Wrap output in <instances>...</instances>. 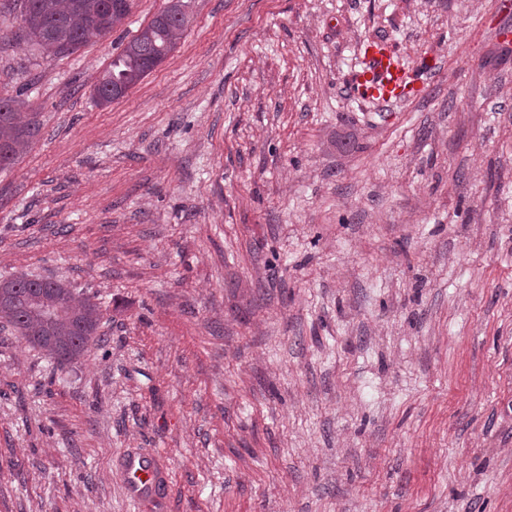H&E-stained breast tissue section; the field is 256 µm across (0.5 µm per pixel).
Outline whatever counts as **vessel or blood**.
Listing matches in <instances>:
<instances>
[{"label":"vessel or blood","instance_id":"b4317fda","mask_svg":"<svg viewBox=\"0 0 512 512\" xmlns=\"http://www.w3.org/2000/svg\"><path fill=\"white\" fill-rule=\"evenodd\" d=\"M414 77L402 66L392 45L375 42L364 52V65L350 83L353 95L389 107L409 91ZM129 487L137 493L152 490L157 479L152 464L145 459L129 460L126 467Z\"/></svg>","mask_w":512,"mask_h":512}]
</instances>
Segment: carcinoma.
Masks as SVG:
<instances>
[{
    "instance_id": "1",
    "label": "carcinoma",
    "mask_w": 512,
    "mask_h": 512,
    "mask_svg": "<svg viewBox=\"0 0 512 512\" xmlns=\"http://www.w3.org/2000/svg\"><path fill=\"white\" fill-rule=\"evenodd\" d=\"M133 0H23L20 34L48 56L71 54L91 35H105L129 16ZM190 21L188 3L169 7L141 29L112 60L94 88L107 104L124 97L154 66L175 49ZM35 119L24 121L17 100L0 98V168L17 161L39 134ZM0 318L18 338L48 350L67 364L98 340L100 310L91 300H77L63 283L19 275L0 281Z\"/></svg>"
}]
</instances>
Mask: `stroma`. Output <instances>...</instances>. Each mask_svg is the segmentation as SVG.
I'll list each match as a JSON object with an SVG mask.
<instances>
[{"label": "stroma", "instance_id": "1", "mask_svg": "<svg viewBox=\"0 0 512 512\" xmlns=\"http://www.w3.org/2000/svg\"><path fill=\"white\" fill-rule=\"evenodd\" d=\"M169 3L46 57L0 0V281L101 310L65 366L0 326V512H512V0H189L98 104ZM187 8L186 1L173 0L165 11L125 45L113 59L111 69L94 88V97L100 104L123 98L155 65L168 57L189 24ZM363 64L350 83L356 98L387 108L414 90L408 88L414 77L404 69L392 45L372 42L365 48ZM17 100L0 98V168L17 161L20 153L39 134L40 126L33 117L23 121L17 111ZM126 478L127 484L134 492L145 493L153 489L157 475L148 460L132 458L126 467Z\"/></svg>", "mask_w": 512, "mask_h": 512}]
</instances>
